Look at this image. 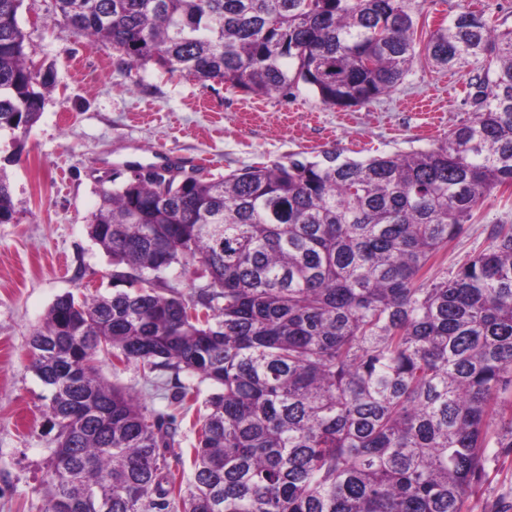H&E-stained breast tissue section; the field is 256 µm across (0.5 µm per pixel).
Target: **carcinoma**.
Returning a JSON list of instances; mask_svg holds the SVG:
<instances>
[{"instance_id":"obj_1","label":"carcinoma","mask_w":512,"mask_h":512,"mask_svg":"<svg viewBox=\"0 0 512 512\" xmlns=\"http://www.w3.org/2000/svg\"><path fill=\"white\" fill-rule=\"evenodd\" d=\"M80 37L257 96L309 85L364 107L418 56L427 0H54ZM23 0H0V133L40 118L50 75ZM427 59L466 67L472 116L436 146L366 160L132 175L100 187L90 239L110 294L58 297L30 337L57 427L44 512H462L512 453V224L453 274L437 255L512 189V28L464 11ZM15 203L0 166V224ZM192 275L186 295L168 282ZM205 285H195V280ZM187 372L212 393L186 481L176 429L98 357Z\"/></svg>"}]
</instances>
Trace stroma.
I'll return each mask as SVG.
<instances>
[{
    "label": "stroma",
    "instance_id": "35a3bbf8",
    "mask_svg": "<svg viewBox=\"0 0 512 512\" xmlns=\"http://www.w3.org/2000/svg\"><path fill=\"white\" fill-rule=\"evenodd\" d=\"M429 32L463 11L512 26V0H428ZM54 0H24L20 25L27 50L49 71L53 87L39 121L19 140L0 137V158L16 205L0 224V512H42L56 428L46 412L50 392L30 366L29 341L54 301L66 293L112 289V261L88 237L100 186L126 180L135 167L184 161L203 174L312 157L337 147L345 156L428 149L471 114L468 72L438 68L417 57L403 82L367 107L328 108L305 84L258 97L224 84L206 85L154 64L126 67L112 46L93 44L53 21ZM512 224V195L493 192L475 222L442 254L456 269L489 245L493 224ZM101 375L151 410L170 414L177 444L168 461L189 470L194 411L172 403L177 384L198 376L149 372L102 358ZM465 512H512V453L491 458Z\"/></svg>",
    "mask_w": 512,
    "mask_h": 512
}]
</instances>
